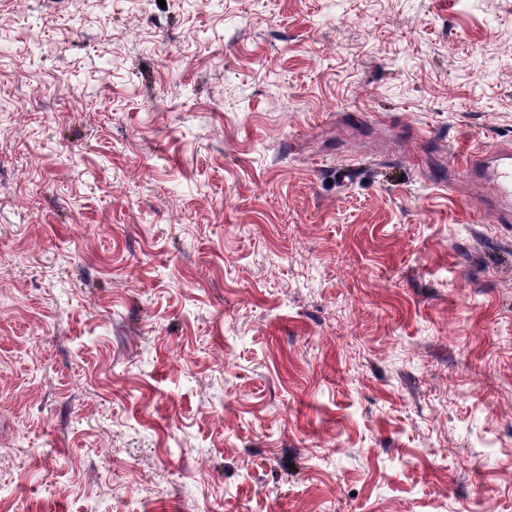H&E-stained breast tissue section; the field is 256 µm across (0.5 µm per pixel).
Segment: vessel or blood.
<instances>
[{"label":"vessel or blood","mask_w":512,"mask_h":512,"mask_svg":"<svg viewBox=\"0 0 512 512\" xmlns=\"http://www.w3.org/2000/svg\"><path fill=\"white\" fill-rule=\"evenodd\" d=\"M461 168L464 176L482 179L492 185V193L498 201L496 223L512 222V152L508 150H493L484 154L475 152L466 157Z\"/></svg>","instance_id":"1"}]
</instances>
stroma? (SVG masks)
Returning a JSON list of instances; mask_svg holds the SVG:
<instances>
[{
	"mask_svg": "<svg viewBox=\"0 0 512 512\" xmlns=\"http://www.w3.org/2000/svg\"><path fill=\"white\" fill-rule=\"evenodd\" d=\"M512 0H0V512H512ZM483 151L474 152L458 166L463 170V177L484 179L493 186V196L498 200L495 222H511L512 204V153L511 149L493 150L485 155Z\"/></svg>",
	"mask_w": 512,
	"mask_h": 512,
	"instance_id": "obj_1",
	"label": "stroma"
}]
</instances>
